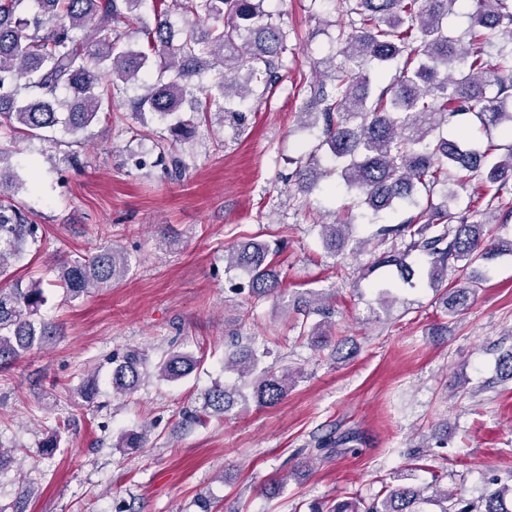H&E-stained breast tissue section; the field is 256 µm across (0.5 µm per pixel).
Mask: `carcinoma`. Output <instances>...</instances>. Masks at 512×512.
I'll use <instances>...</instances> for the list:
<instances>
[{"label": "carcinoma", "instance_id": "obj_1", "mask_svg": "<svg viewBox=\"0 0 512 512\" xmlns=\"http://www.w3.org/2000/svg\"><path fill=\"white\" fill-rule=\"evenodd\" d=\"M152 3L154 25L139 10ZM261 0H0V130L30 137L56 126L76 135L101 115L112 101L125 99L133 111L170 120L168 131L178 140L188 134L181 116L185 102L204 115L217 109L236 114L248 103L252 89L236 82L265 87L276 83L288 52V32L280 15L260 9ZM473 30L467 42L448 37L445 20L459 0H336L346 6L348 25L338 29L331 60L323 78L306 89L305 128H319L321 145L360 204L377 214L415 203L420 190L431 193L442 184L444 203L455 191L449 174L479 177L495 189L493 197L512 182V147L503 156L495 146L475 138L436 134L448 117L472 114L483 127L512 132V55L494 60L487 51L491 35L512 27V0H472ZM179 13L185 27L176 34L169 16ZM138 26L142 43L133 48L129 30ZM154 67L159 79L146 93L129 97V87ZM385 68L394 73L377 95L372 79ZM316 154L299 165V184L317 181L322 172ZM449 209L427 203L426 209L400 224H383L368 239H354L353 225L323 224L327 248L339 252L355 242L361 255L375 243L379 255L371 266L396 271L400 281L415 287L414 276L427 281L445 313L457 315L475 301L478 282L468 268L492 252L512 254V240L491 235L489 224H448ZM39 225L17 206L0 199V368L42 349L55 326L39 317L47 302L44 282L23 286L8 283L10 268L23 256V244L37 242ZM423 257L415 271L412 253ZM279 249L264 242L234 246L224 254L229 270L245 276L255 297L281 298L275 269ZM459 272L448 287V269ZM129 269L120 247L104 245L89 255L58 266L54 286L67 299L95 288H110ZM381 306L397 301V284H377ZM325 323L302 321L300 335L311 344L323 342ZM269 351L256 343L224 355V369L249 381V398L273 407L288 394L295 370L265 363ZM200 360L173 352L155 365L157 377L178 381ZM147 358L132 350L112 357V390L128 394L146 374ZM235 390L215 385L202 394L201 413L225 414L235 403ZM147 427L124 433L119 448H142ZM434 503L439 512H512V483L495 487L470 501L446 490L395 486L367 503L339 497L313 503L309 512H423Z\"/></svg>", "mask_w": 512, "mask_h": 512}]
</instances>
